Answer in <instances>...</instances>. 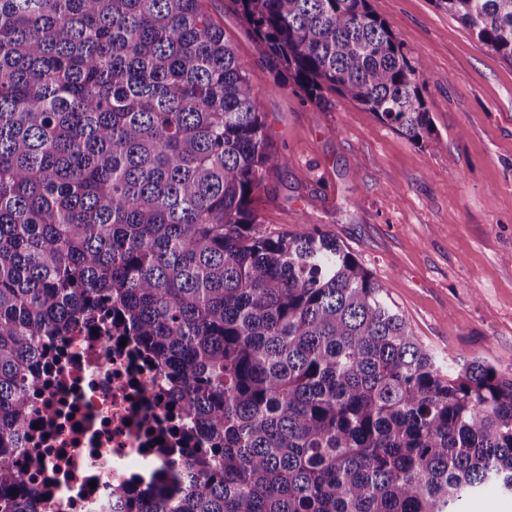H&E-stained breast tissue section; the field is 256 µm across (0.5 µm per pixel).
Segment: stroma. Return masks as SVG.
Returning a JSON list of instances; mask_svg holds the SVG:
<instances>
[{
  "mask_svg": "<svg viewBox=\"0 0 512 512\" xmlns=\"http://www.w3.org/2000/svg\"><path fill=\"white\" fill-rule=\"evenodd\" d=\"M425 80L430 141L415 143L363 106L311 101L258 53L232 0L205 11L248 63L286 169L256 193L260 231L336 236L412 325L458 364L512 370V64L434 0H369Z\"/></svg>",
  "mask_w": 512,
  "mask_h": 512,
  "instance_id": "35a3bbf8",
  "label": "stroma"
}]
</instances>
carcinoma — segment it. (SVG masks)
I'll return each mask as SVG.
<instances>
[{"instance_id":"carcinoma-1","label":"carcinoma","mask_w":512,"mask_h":512,"mask_svg":"<svg viewBox=\"0 0 512 512\" xmlns=\"http://www.w3.org/2000/svg\"><path fill=\"white\" fill-rule=\"evenodd\" d=\"M203 0H0V512L44 342L113 310L204 447L112 512H460L512 494V372L456 370L318 228L257 231L288 166ZM512 63V0H434ZM276 75L413 142L424 82L369 0H233ZM464 512H512V495L490 488L463 501Z\"/></svg>"}]
</instances>
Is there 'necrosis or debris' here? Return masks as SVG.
Instances as JSON below:
<instances>
[{
    "instance_id": "1",
    "label": "necrosis or debris",
    "mask_w": 512,
    "mask_h": 512,
    "mask_svg": "<svg viewBox=\"0 0 512 512\" xmlns=\"http://www.w3.org/2000/svg\"><path fill=\"white\" fill-rule=\"evenodd\" d=\"M18 465L46 512H110L112 488L150 482L199 437L169 403L166 380L136 337L90 318L44 346Z\"/></svg>"
}]
</instances>
